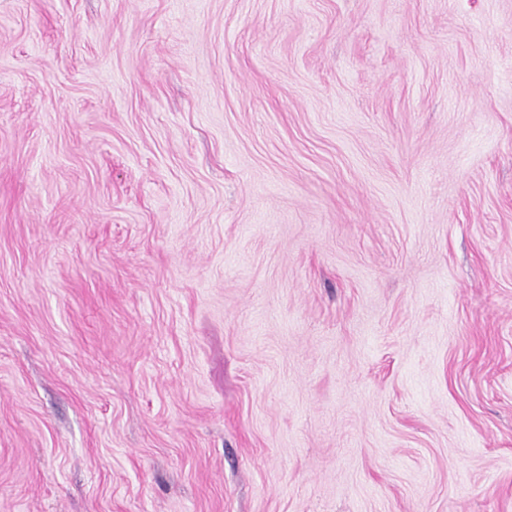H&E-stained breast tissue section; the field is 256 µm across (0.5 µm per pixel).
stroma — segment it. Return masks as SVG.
I'll return each mask as SVG.
<instances>
[{
  "mask_svg": "<svg viewBox=\"0 0 512 512\" xmlns=\"http://www.w3.org/2000/svg\"><path fill=\"white\" fill-rule=\"evenodd\" d=\"M0 512H512V0H0Z\"/></svg>",
  "mask_w": 512,
  "mask_h": 512,
  "instance_id": "stroma-1",
  "label": "stroma"
}]
</instances>
